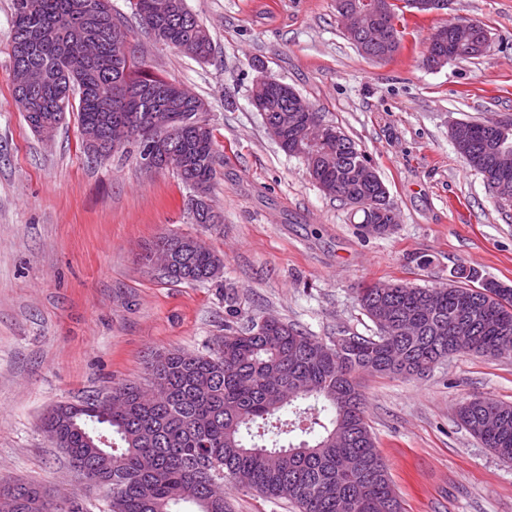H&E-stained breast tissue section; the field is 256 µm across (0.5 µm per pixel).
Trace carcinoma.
<instances>
[{"mask_svg":"<svg viewBox=\"0 0 512 512\" xmlns=\"http://www.w3.org/2000/svg\"><path fill=\"white\" fill-rule=\"evenodd\" d=\"M102 0H14L12 69L43 71L44 83L30 101L12 81L16 106L33 133L44 137L77 112L80 131L116 125L137 128L162 107L159 91L170 81L155 76L132 53L116 57L114 24L88 19ZM153 0H136L144 29H161L159 40L198 60L213 54L209 30L188 9L161 21ZM291 87L268 95L266 111L288 124ZM175 143L190 167L172 172L191 191L209 193L218 153L204 103L171 115ZM337 154L341 168L318 169L317 185L343 179L365 155L336 126L313 144ZM456 148L481 173L497 202L512 203V172L496 175L478 122L468 144ZM385 184L345 182L353 194L381 203ZM363 224L366 235L394 230L395 210L384 207ZM223 257L204 242L178 258L164 274L175 283H208L222 277ZM357 302L370 319L383 310L390 329L372 336L344 334L326 342L275 317L245 329H225L209 354L169 351L148 363V383H121L112 397L123 408L107 413L100 398L68 404V419H43V427L76 468L98 472L109 512H232L217 488L239 485L268 498H284L298 512H402L386 464L365 416L362 373L422 376L456 353L503 358L512 355V286L477 271H456L445 285L400 284L359 289ZM458 423L500 460L512 463V402L476 396L457 409ZM23 499L21 512H59L37 486L0 477Z\"/></svg>","mask_w":512,"mask_h":512,"instance_id":"carcinoma-1","label":"carcinoma"}]
</instances>
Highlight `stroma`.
Returning <instances> with one entry per match:
<instances>
[{
    "instance_id": "35a3bbf8",
    "label": "stroma",
    "mask_w": 512,
    "mask_h": 512,
    "mask_svg": "<svg viewBox=\"0 0 512 512\" xmlns=\"http://www.w3.org/2000/svg\"><path fill=\"white\" fill-rule=\"evenodd\" d=\"M111 3L155 74L204 100L220 155L211 203L223 221L191 223L187 188L171 171H146L134 145L88 158L75 115L52 140L34 135L12 96L13 0H0V474L83 512H106L107 493L44 431L52 406L145 383L156 353H208L225 327L254 319L324 340L372 335L356 301L365 283L435 286L474 269L512 285V208L498 207L449 135L455 121L512 115V0L406 13L388 62L343 35L335 0H187L212 37L205 63L141 30L130 0ZM460 20L485 26L486 53L428 67L431 35ZM261 75L357 143L398 214L391 234L361 235L353 209L282 151L251 103ZM171 232L223 254L220 283L176 284L148 262ZM361 383L403 512H512V463L455 415L476 395L512 402V357L461 353L421 378L365 374Z\"/></svg>"
}]
</instances>
